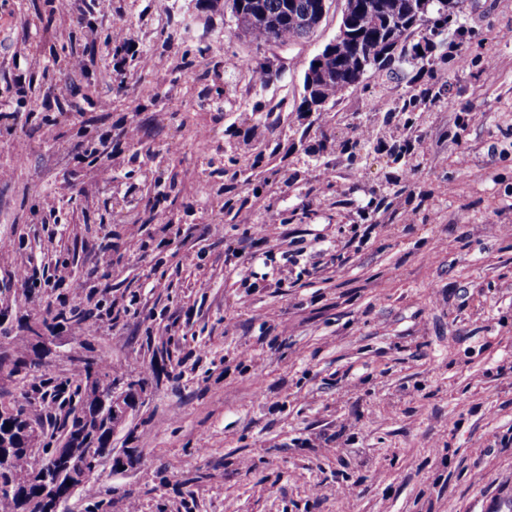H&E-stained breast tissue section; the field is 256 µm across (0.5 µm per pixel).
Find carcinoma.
I'll use <instances>...</instances> for the list:
<instances>
[{"label":"carcinoma","instance_id":"obj_1","mask_svg":"<svg viewBox=\"0 0 512 512\" xmlns=\"http://www.w3.org/2000/svg\"><path fill=\"white\" fill-rule=\"evenodd\" d=\"M322 0H232L231 12L249 39L261 46L288 45L308 36L318 25ZM466 0H345L341 22L343 38L336 52L323 57L313 81L303 78L302 112H326L346 91L362 85L368 74L380 77L381 85L407 65L433 72L446 63L448 55H436L442 45L454 43L461 51L474 40L466 19ZM442 102V94L430 87L410 83L405 89L385 98V112L376 143H385L383 152L390 171L384 182L369 189L382 195L407 168H418L419 157L410 154L398 130L407 138L418 136L428 114ZM369 142L348 140L342 150L351 165L363 161L362 151ZM92 312L82 309H47L46 316L25 324V335L16 336L17 356L0 357V372L22 380L35 376L42 364L37 356L36 337L58 328L85 324ZM81 377L67 400L65 434L56 446L43 448V456H33L28 431L38 423V406L53 398L58 390L52 378L40 375L32 393L23 400L0 401V512H59L71 494L63 472L66 463L93 470L96 457L89 449H100L112 440V416L101 408L103 393L119 378L95 359H83Z\"/></svg>","mask_w":512,"mask_h":512}]
</instances>
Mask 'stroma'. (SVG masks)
<instances>
[{"label": "stroma", "instance_id": "35a3bbf8", "mask_svg": "<svg viewBox=\"0 0 512 512\" xmlns=\"http://www.w3.org/2000/svg\"><path fill=\"white\" fill-rule=\"evenodd\" d=\"M113 5L128 34L97 38L98 72L74 84L110 97L108 124L141 127L112 161L135 208H113L109 188L79 195L92 166L70 152L73 119L29 124L19 166L0 141V169L11 173L0 182V352L13 351L19 316L63 301L95 312L83 337L61 329L47 342L65 390L79 356L148 380L112 453L62 512H512V447L499 445L512 437V123L501 115L512 103V42L499 38L512 27V0L470 4L471 53L493 68L409 69L394 82L398 91L411 78L431 81L443 95L424 126L433 155L406 185L432 195L407 227L392 210L372 212L375 229L359 242L351 226L385 156L363 161L360 190L343 172L330 186L314 176L322 161L346 167L349 124L382 118L368 116L360 89L323 115L299 111L304 71L336 37L345 0H330L307 39L260 47L223 0ZM68 30L61 16L43 20L34 0H0V112L12 109L18 74L52 63L31 46L62 47ZM126 37L137 53L110 74ZM199 43L210 52L191 55ZM228 56L246 68L225 69ZM266 65L279 77L254 82ZM177 66L196 72L194 84H171ZM157 87L188 110L151 104ZM473 109L486 121L456 139L453 114ZM171 140L181 153L164 152ZM230 141L257 162L226 198L252 210L250 224L223 222L222 200L204 188L209 158ZM464 146L466 168L457 164ZM145 168L174 179L175 194L144 227L164 229L163 243L140 255L124 241L157 192ZM295 172V186L266 194V182ZM50 192L52 214L40 209ZM303 194L311 214L292 219ZM217 223L222 237L205 234ZM263 224L282 226L284 239L262 240ZM229 244L254 256L252 287L225 275ZM106 245L109 289L76 295L57 284L58 249L75 251L84 270ZM22 264L37 287L18 284Z\"/></svg>", "mask_w": 512, "mask_h": 512}]
</instances>
